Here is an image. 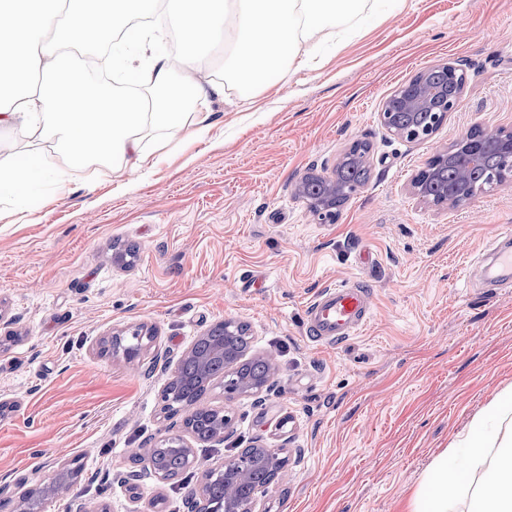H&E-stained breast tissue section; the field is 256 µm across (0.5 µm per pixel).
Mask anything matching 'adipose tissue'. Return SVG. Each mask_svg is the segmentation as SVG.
Returning a JSON list of instances; mask_svg holds the SVG:
<instances>
[{"mask_svg": "<svg viewBox=\"0 0 512 512\" xmlns=\"http://www.w3.org/2000/svg\"><path fill=\"white\" fill-rule=\"evenodd\" d=\"M400 0H0V129L22 131L28 149L0 157V198L22 197L46 177V148L73 167L108 159L113 171L148 161L147 130L198 136L206 111L185 112L158 98L182 71L197 101L268 90L317 54L321 39L350 43ZM174 28L181 53L147 47L149 30ZM224 43V74L198 81V66ZM108 47L128 85L143 93L110 99L76 62L79 49ZM150 50L148 65L134 55ZM468 462L439 455L407 512H512V385L504 387L457 436Z\"/></svg>", "mask_w": 512, "mask_h": 512, "instance_id": "adipose-tissue-1", "label": "adipose tissue"}]
</instances>
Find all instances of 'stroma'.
<instances>
[{"mask_svg":"<svg viewBox=\"0 0 512 512\" xmlns=\"http://www.w3.org/2000/svg\"><path fill=\"white\" fill-rule=\"evenodd\" d=\"M465 71L458 108L434 139L388 133L383 102L420 70ZM198 138L144 137L147 164L70 168L64 190L0 203V484L12 501L51 481L58 452L80 473L45 512L77 502L162 512L197 480L159 481L144 455L182 415L165 417L169 368L217 323H248L250 355L271 359L272 388L200 405L230 409L224 441L195 444L201 473L256 443L288 451L266 512H404L422 474L482 406L512 384V288L465 283L512 226V180L459 206L415 197L414 176L468 129H512V0H405L316 65L250 97L212 102ZM370 145L366 184L323 224L299 198L303 175ZM137 245L131 266L117 248ZM360 277L374 315L336 347L310 343L303 309L325 286ZM155 340L133 361L102 342L138 326ZM137 504H130L128 481Z\"/></svg>","mask_w":512,"mask_h":512,"instance_id":"obj_1","label":"stroma"}]
</instances>
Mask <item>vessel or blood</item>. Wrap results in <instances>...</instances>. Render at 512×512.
Returning <instances> with one entry per match:
<instances>
[{
    "mask_svg": "<svg viewBox=\"0 0 512 512\" xmlns=\"http://www.w3.org/2000/svg\"><path fill=\"white\" fill-rule=\"evenodd\" d=\"M492 258L489 288L512 286V228L504 229L488 250ZM373 315L371 292L360 281H344L321 288L304 310L309 342L336 346L359 335Z\"/></svg>",
    "mask_w": 512,
    "mask_h": 512,
    "instance_id": "1",
    "label": "vessel or blood"
}]
</instances>
